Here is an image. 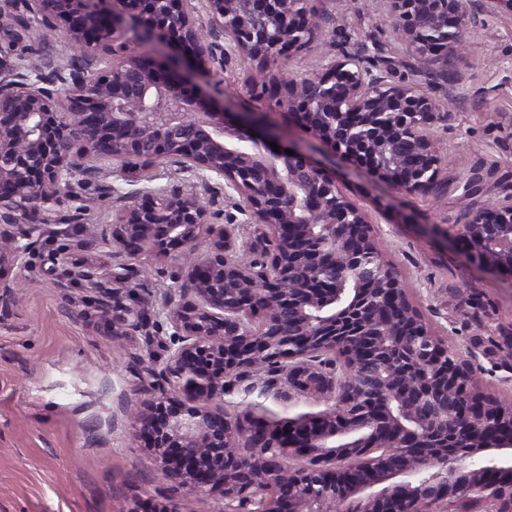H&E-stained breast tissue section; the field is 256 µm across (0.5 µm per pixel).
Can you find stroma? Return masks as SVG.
<instances>
[{"label": "stroma", "instance_id": "1", "mask_svg": "<svg viewBox=\"0 0 512 512\" xmlns=\"http://www.w3.org/2000/svg\"><path fill=\"white\" fill-rule=\"evenodd\" d=\"M327 40L350 46L379 43L384 56L406 58L378 0H317ZM63 32L42 40L37 31H0V70L20 60L52 67L68 63ZM465 75L449 85L448 122L438 132L447 157L441 194H405L357 169L286 114L251 99L247 69L234 62L199 85H219L222 108L263 112L281 144H296L333 172L344 191L375 220L385 257L418 290V305L432 325L447 333L460 353L475 351L474 369L484 392L512 396V370L504 362L494 325L512 322V281L471 262L457 245L452 222L466 201L459 181L479 176L480 198L512 193V16L489 20L470 38L467 58L448 64ZM36 247L6 271L24 286L19 302L0 312V512H127L136 502L164 503L170 490L148 451L129 430L124 406L149 390L142 359L152 354L145 337L117 340L98 322L77 287L56 288L62 269ZM80 265L108 271L112 262L129 270L128 286L151 314L161 310L177 258L113 255L100 245L74 253ZM479 296L487 313L479 329L468 311ZM265 376L237 381L224 394L225 408L278 422L326 410L327 402L295 396L284 400L265 386Z\"/></svg>", "mask_w": 512, "mask_h": 512}]
</instances>
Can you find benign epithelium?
Here are the masks:
<instances>
[{
    "label": "benign epithelium",
    "mask_w": 512,
    "mask_h": 512,
    "mask_svg": "<svg viewBox=\"0 0 512 512\" xmlns=\"http://www.w3.org/2000/svg\"><path fill=\"white\" fill-rule=\"evenodd\" d=\"M0 12L64 36L90 60L49 74L28 64L0 76V307L15 302L6 263L58 240L65 268L111 336L152 326L166 357L130 417L139 446L172 483L150 512H185L219 495L224 512H512V404L479 390L472 361L425 320L407 278L388 263L370 215L301 148L274 151L277 131L256 112H225L182 68L249 64L248 94L287 113L345 158L405 193L441 188L437 130L448 110L421 77L448 60L478 17L512 15V0H380L415 65L401 73L374 52L337 45L314 75L277 65L321 36L314 0H123L136 32L104 0H19ZM165 44L162 61L143 45ZM175 168L179 185L135 193L99 179L135 170L150 183ZM252 227L216 224L224 192ZM130 199L112 222L85 224L89 203ZM456 237L480 266L512 279V195L469 204ZM100 243L128 255L183 260L153 321L131 289L94 266L68 269L69 250ZM266 371L277 396L333 402L316 415L266 422L224 408L235 381ZM465 437L474 447L461 451Z\"/></svg>",
    "instance_id": "7a95c632"
}]
</instances>
